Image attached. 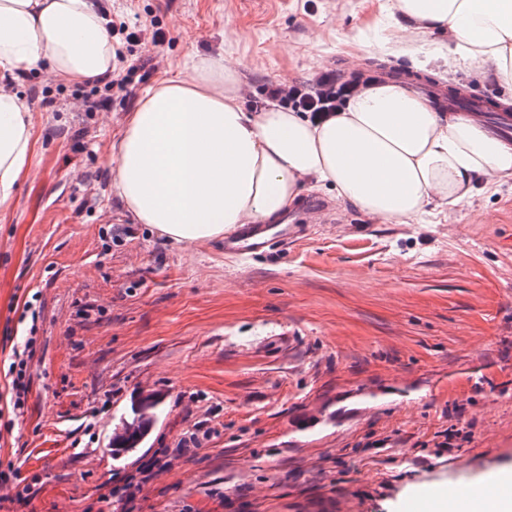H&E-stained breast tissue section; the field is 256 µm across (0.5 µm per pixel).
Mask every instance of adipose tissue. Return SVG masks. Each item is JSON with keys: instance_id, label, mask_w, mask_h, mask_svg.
I'll use <instances>...</instances> for the list:
<instances>
[{"instance_id": "obj_1", "label": "adipose tissue", "mask_w": 512, "mask_h": 512, "mask_svg": "<svg viewBox=\"0 0 512 512\" xmlns=\"http://www.w3.org/2000/svg\"><path fill=\"white\" fill-rule=\"evenodd\" d=\"M399 16L381 40L418 69L481 66L512 88V0H386ZM445 31L444 42H414ZM115 48L96 0H0V73L48 67L80 82L112 72ZM144 90L116 147L115 187L127 211L167 239L196 243L241 224H273L303 190L329 186L341 203L386 221L442 213L476 177L512 183V144L437 111L404 83L376 81L316 120L268 104L247 111L223 55L193 57ZM32 155L30 112L0 86V207Z\"/></svg>"}]
</instances>
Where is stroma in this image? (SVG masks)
Segmentation results:
<instances>
[{
    "label": "stroma",
    "instance_id": "35a3bbf8",
    "mask_svg": "<svg viewBox=\"0 0 512 512\" xmlns=\"http://www.w3.org/2000/svg\"><path fill=\"white\" fill-rule=\"evenodd\" d=\"M102 2L110 22L142 30L118 66H135L131 81L99 91L106 110L86 111L87 89L46 68L12 86L33 153L0 209V337L24 334L13 308L37 299L29 410L12 437L25 475L40 477L33 512H82L133 470H89L71 443L105 447L146 388L161 401L145 451L206 416L214 434L206 455L157 474L136 512H400L512 469L511 187L481 180L446 214L400 222L314 189L324 211L267 258L167 240L134 223L114 187L115 146L143 90L193 56L222 53L251 112L272 83L410 68L380 46L384 0ZM429 74L512 99L477 68ZM285 331L293 341L272 344ZM359 394L369 402L331 428L289 434L293 415ZM447 431L461 447L440 448Z\"/></svg>",
    "mask_w": 512,
    "mask_h": 512
}]
</instances>
